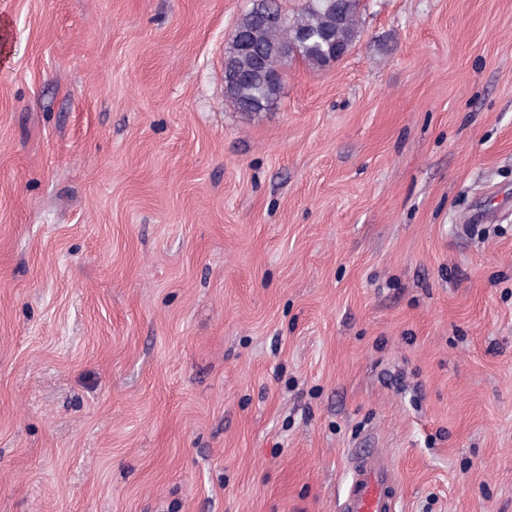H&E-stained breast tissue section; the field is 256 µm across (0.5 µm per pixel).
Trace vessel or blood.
I'll return each mask as SVG.
<instances>
[{
  "instance_id": "obj_1",
  "label": "vessel or blood",
  "mask_w": 512,
  "mask_h": 512,
  "mask_svg": "<svg viewBox=\"0 0 512 512\" xmlns=\"http://www.w3.org/2000/svg\"><path fill=\"white\" fill-rule=\"evenodd\" d=\"M353 473L341 512H394L399 477L389 462L381 459L371 463L361 458L354 463Z\"/></svg>"
}]
</instances>
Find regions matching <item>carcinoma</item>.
<instances>
[{
	"instance_id": "1",
	"label": "carcinoma",
	"mask_w": 512,
	"mask_h": 512,
	"mask_svg": "<svg viewBox=\"0 0 512 512\" xmlns=\"http://www.w3.org/2000/svg\"><path fill=\"white\" fill-rule=\"evenodd\" d=\"M359 0H302L291 16L269 25L254 12L238 19L248 30L254 51L244 52L231 43L224 54V71L240 79L225 88V96L242 112H263L278 98L282 86L284 56H297L314 68L337 60L360 41Z\"/></svg>"
}]
</instances>
